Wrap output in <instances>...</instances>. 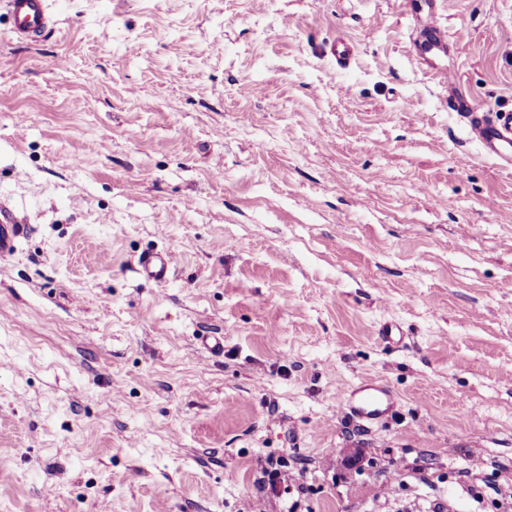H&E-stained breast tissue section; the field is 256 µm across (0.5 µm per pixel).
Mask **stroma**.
<instances>
[{"instance_id": "stroma-1", "label": "stroma", "mask_w": 512, "mask_h": 512, "mask_svg": "<svg viewBox=\"0 0 512 512\" xmlns=\"http://www.w3.org/2000/svg\"><path fill=\"white\" fill-rule=\"evenodd\" d=\"M49 4L37 43L0 4V512H491L459 473L512 491V170L434 71L512 108V0H437L424 63L426 0ZM420 36L423 38L422 46L426 48L438 47L442 42L443 29L433 6L421 20ZM29 224L9 203L0 199V257L16 253L20 241L28 236ZM173 260L169 253H148L139 260V272L157 283H165L172 272ZM395 404L390 388L362 382L353 389L348 408L359 420L374 424L387 419L393 413Z\"/></svg>"}]
</instances>
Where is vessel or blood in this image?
I'll use <instances>...</instances> for the list:
<instances>
[{
	"mask_svg": "<svg viewBox=\"0 0 512 512\" xmlns=\"http://www.w3.org/2000/svg\"><path fill=\"white\" fill-rule=\"evenodd\" d=\"M5 4L17 40L37 41L54 25L46 0H5ZM420 35L424 47L434 48L441 44L443 29L436 10H429L422 18ZM456 110L466 119L469 133L481 147L483 155L494 159L501 167L512 168V110L489 116L473 111L463 100L458 101ZM28 231L25 219L7 201L0 199V257L16 253ZM172 267V257L167 253H148L139 261L140 273L158 283L169 280ZM395 404L390 388L363 382L353 389L348 408L359 420L374 424L387 419L393 413Z\"/></svg>",
	"mask_w": 512,
	"mask_h": 512,
	"instance_id": "1",
	"label": "vessel or blood"
}]
</instances>
